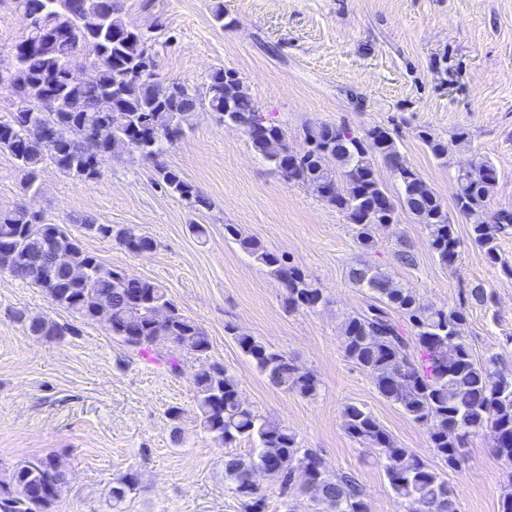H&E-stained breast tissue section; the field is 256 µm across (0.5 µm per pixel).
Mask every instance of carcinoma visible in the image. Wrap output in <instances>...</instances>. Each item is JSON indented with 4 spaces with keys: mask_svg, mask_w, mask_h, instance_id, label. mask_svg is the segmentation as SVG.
<instances>
[{
    "mask_svg": "<svg viewBox=\"0 0 512 512\" xmlns=\"http://www.w3.org/2000/svg\"><path fill=\"white\" fill-rule=\"evenodd\" d=\"M16 8L25 34L11 48L14 100L8 115L0 117V151L16 162L24 201L0 211V274L39 288L53 305L82 319L93 320L107 308L112 335L138 354H167L173 374L181 369L178 354L195 355L201 364L193 385L204 428L226 445L247 439L256 450L247 460L224 461L230 489L244 500L246 512H265L264 496L255 484L260 470L284 492L295 473H301L302 492L328 503L334 512H369L364 490L352 475L329 473L315 449L302 447L294 434L245 402L239 379L224 365L208 361L209 337L166 288L103 263L83 244L85 237H99L137 254L156 249L155 239L135 227L97 224L92 218L84 220L77 236L64 224L41 222L31 200L39 194L40 176L48 166L77 183L97 182L104 177L98 160L134 153L153 164L157 184L169 195L195 210L210 208L199 188L159 161L162 143L182 138L184 117L200 105L242 130L251 148L288 181L324 182L330 192L321 200L346 215L366 252L375 247V226L393 220L401 207L426 226L439 264L454 268L460 239L437 194L406 164L384 127L356 132L326 123L307 125L298 151L289 146L285 131L259 111L233 70L214 71L203 94L178 81V91H169L168 84L157 81L158 52L125 23L119 0H16ZM86 59L98 61L95 78L74 80L70 69ZM379 160L400 186L396 200L379 179ZM496 179L495 166L480 159L457 173L453 192L457 210L471 220L472 242L493 265L499 262V236L512 234V210L493 216L485 210ZM224 234L280 282L286 309L328 303L323 288L235 225H225ZM348 277L367 291L369 301L345 322L344 355L372 375L383 397L427 426L441 467L462 469L469 437L482 431L490 432L494 454L512 463V379L494 371L496 354L482 362L474 359L460 331L466 307L425 305L366 260L350 267ZM16 319L30 335L45 340L77 333L75 325L47 316L19 313ZM237 342L273 386L303 397L316 395V375L285 352L253 336L241 335ZM342 418L349 438L385 455L387 482L408 504L407 512H459L445 472L395 446L371 412L348 404ZM64 484V472L51 460H29L13 470L10 481H0V512H49ZM135 486L134 477L119 478L112 487L113 501L120 503Z\"/></svg>",
    "mask_w": 512,
    "mask_h": 512,
    "instance_id": "cac0c4a2",
    "label": "carcinoma"
}]
</instances>
